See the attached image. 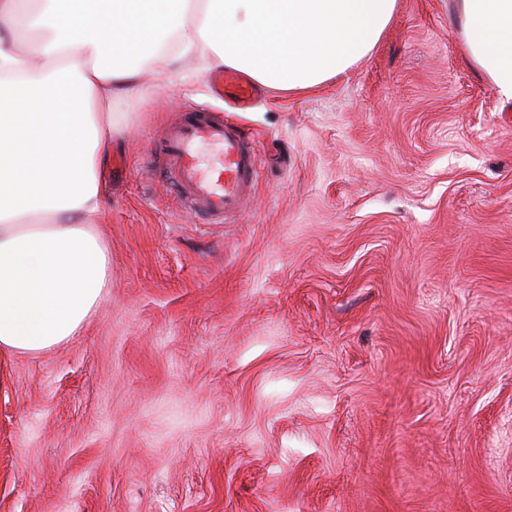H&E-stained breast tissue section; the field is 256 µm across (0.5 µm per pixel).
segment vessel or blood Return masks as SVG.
Here are the masks:
<instances>
[{
    "label": "vessel or blood",
    "instance_id": "1",
    "mask_svg": "<svg viewBox=\"0 0 512 512\" xmlns=\"http://www.w3.org/2000/svg\"><path fill=\"white\" fill-rule=\"evenodd\" d=\"M210 85L239 110L251 108L261 94L255 82L233 69L212 75ZM152 166L187 208L213 222L240 212L258 177L253 139L236 123L203 110L184 112L167 129Z\"/></svg>",
    "mask_w": 512,
    "mask_h": 512
}]
</instances>
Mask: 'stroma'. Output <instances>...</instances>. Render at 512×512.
<instances>
[{
  "label": "stroma",
  "instance_id": "1",
  "mask_svg": "<svg viewBox=\"0 0 512 512\" xmlns=\"http://www.w3.org/2000/svg\"><path fill=\"white\" fill-rule=\"evenodd\" d=\"M207 78L125 107L108 293L0 376V512H512V101L453 0L311 93L228 113ZM189 109L256 138L222 223L146 164Z\"/></svg>",
  "mask_w": 512,
  "mask_h": 512
}]
</instances>
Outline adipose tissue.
Here are the masks:
<instances>
[{"mask_svg": "<svg viewBox=\"0 0 512 512\" xmlns=\"http://www.w3.org/2000/svg\"><path fill=\"white\" fill-rule=\"evenodd\" d=\"M397 0H0V361L69 342L110 286L97 223L120 108L149 66L193 60L293 95L368 57ZM512 100V0H454Z\"/></svg>", "mask_w": 512, "mask_h": 512, "instance_id": "obj_1", "label": "adipose tissue"}]
</instances>
